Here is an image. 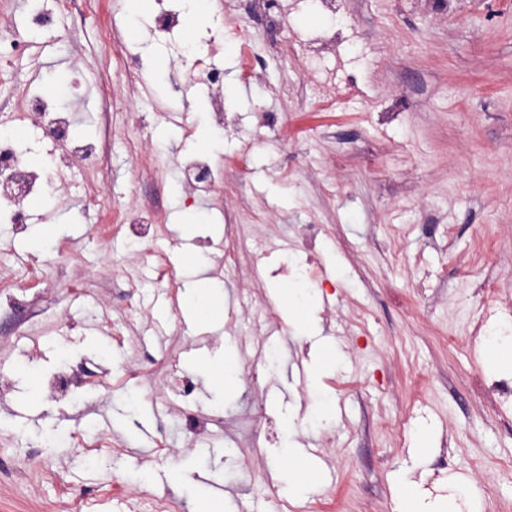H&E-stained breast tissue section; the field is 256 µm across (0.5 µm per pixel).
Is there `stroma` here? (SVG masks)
I'll list each match as a JSON object with an SVG mask.
<instances>
[{"label": "stroma", "instance_id": "35a3bbf8", "mask_svg": "<svg viewBox=\"0 0 512 512\" xmlns=\"http://www.w3.org/2000/svg\"><path fill=\"white\" fill-rule=\"evenodd\" d=\"M199 7L202 30L180 0H0V128L32 169L51 163L61 143L12 113L60 80L70 144L92 151L26 223L0 215V512H128L129 495L139 512H228L212 480L260 512H402L406 478L438 508L453 476L462 512H512V400L483 390L504 370L474 329L512 305V0H338L376 52L323 49L360 88L335 109L305 102L287 53L331 23L319 5L277 28L254 0ZM163 10L179 22L160 33ZM199 58L224 71L223 122ZM194 158L212 189L187 182ZM90 182L106 207L85 204ZM111 205L128 221L99 234ZM65 365L95 375L71 391ZM300 446L337 480L309 472L289 493L273 474Z\"/></svg>", "mask_w": 512, "mask_h": 512}]
</instances>
